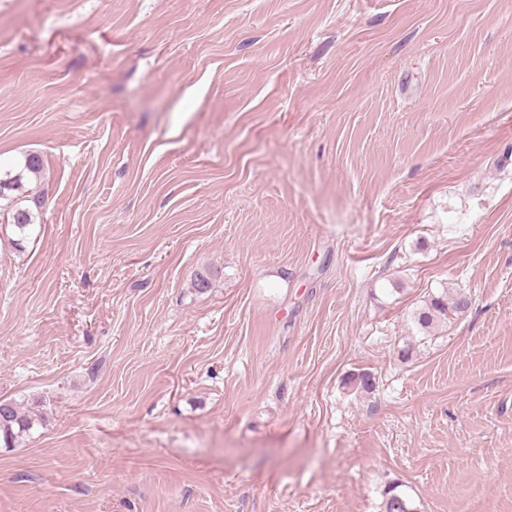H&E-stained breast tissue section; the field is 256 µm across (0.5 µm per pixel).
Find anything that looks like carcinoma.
Listing matches in <instances>:
<instances>
[{
	"instance_id": "1",
	"label": "carcinoma",
	"mask_w": 512,
	"mask_h": 512,
	"mask_svg": "<svg viewBox=\"0 0 512 512\" xmlns=\"http://www.w3.org/2000/svg\"><path fill=\"white\" fill-rule=\"evenodd\" d=\"M43 160L40 155L30 153L24 157L23 167L13 174L9 171L0 175V212L7 216V223L15 228L17 238L12 244L18 251L31 236V227L39 218L37 209L41 207L39 197L27 193L23 179L30 174L38 179L43 173ZM469 299L463 294L448 301V292L433 296L426 307L416 313L415 321L423 330L432 328L440 321L448 319V311H465ZM36 424V418L23 412L13 400L0 399V442L6 448H13L30 435ZM382 512H416L405 492L394 485L384 491Z\"/></svg>"
}]
</instances>
